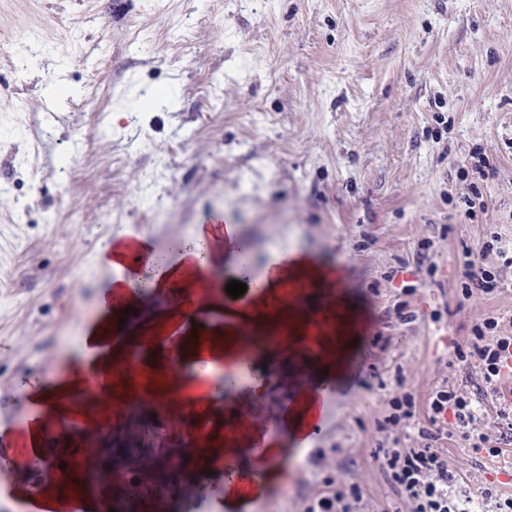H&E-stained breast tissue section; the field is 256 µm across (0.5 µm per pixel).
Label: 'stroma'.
Here are the masks:
<instances>
[{
	"label": "stroma",
	"instance_id": "1",
	"mask_svg": "<svg viewBox=\"0 0 512 512\" xmlns=\"http://www.w3.org/2000/svg\"><path fill=\"white\" fill-rule=\"evenodd\" d=\"M474 156L492 168L478 183ZM215 214L251 243L255 270L290 250L340 268L355 343L315 444L281 424L284 476L248 499L207 479L196 498L300 512L330 474L360 485L363 512H411L375 448L419 447L440 384L474 395L478 365L453 351L481 318L512 336V0H0V512L55 491L31 482L17 382L51 383L78 357L116 228L163 252ZM469 252L499 292L462 299ZM309 369L298 349L275 396L243 388L211 411L246 441ZM403 391L416 417L378 432ZM510 395L505 383L482 398L480 449L445 420L457 497H512L492 471L512 445ZM315 447L329 451L319 467Z\"/></svg>",
	"mask_w": 512,
	"mask_h": 512
}]
</instances>
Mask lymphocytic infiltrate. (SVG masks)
Wrapping results in <instances>:
<instances>
[{
  "label": "lymphocytic infiltrate",
  "mask_w": 512,
  "mask_h": 512,
  "mask_svg": "<svg viewBox=\"0 0 512 512\" xmlns=\"http://www.w3.org/2000/svg\"><path fill=\"white\" fill-rule=\"evenodd\" d=\"M499 319L482 318L473 328L474 337L468 349H456L459 360L478 363L484 390L497 392L502 377L501 353L512 346V336L498 335ZM453 411L458 428L470 430L480 422L478 409L471 398L461 395L447 385L436 387L428 400V427L419 428L424 445L420 448H379L374 456L387 481L413 505V512H472L478 502L491 503L494 512H512L511 498H494L486 490L480 499L453 496L448 484L447 456L438 442L443 435L439 421L445 411ZM319 491L303 498L301 512H359L363 492L358 485H337L335 478L321 480Z\"/></svg>",
  "instance_id": "lymphocytic-infiltrate-1"
}]
</instances>
